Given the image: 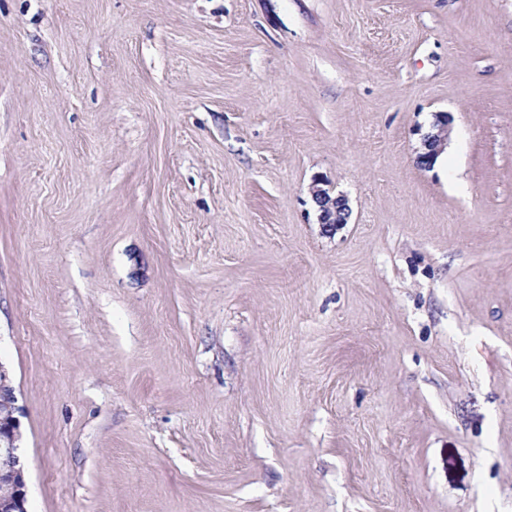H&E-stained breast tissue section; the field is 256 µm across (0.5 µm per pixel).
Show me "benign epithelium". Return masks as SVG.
Returning <instances> with one entry per match:
<instances>
[{"mask_svg": "<svg viewBox=\"0 0 512 512\" xmlns=\"http://www.w3.org/2000/svg\"><path fill=\"white\" fill-rule=\"evenodd\" d=\"M450 135L448 113L434 115L431 131L423 136L422 149L417 153L416 163L424 169L433 168L442 153ZM311 199L318 211L319 223L339 227L349 223L351 209L347 198L325 187L320 179L313 180L310 188ZM18 408L0 416V459L5 461L0 468V512H28L26 468L18 444L20 420Z\"/></svg>", "mask_w": 512, "mask_h": 512, "instance_id": "benign-epithelium-1", "label": "benign epithelium"}]
</instances>
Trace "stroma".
Segmentation results:
<instances>
[{
    "label": "stroma",
    "instance_id": "35a3bbf8",
    "mask_svg": "<svg viewBox=\"0 0 512 512\" xmlns=\"http://www.w3.org/2000/svg\"><path fill=\"white\" fill-rule=\"evenodd\" d=\"M0 362L28 512H512V0H0ZM450 130L448 113H435L431 124V131L423 136L422 149L416 156L418 166L424 169H431L441 161V153L448 142ZM320 179H314L310 188L311 199L318 211L319 224L337 227L349 224L351 209L347 198L336 194Z\"/></svg>",
    "mask_w": 512,
    "mask_h": 512
}]
</instances>
